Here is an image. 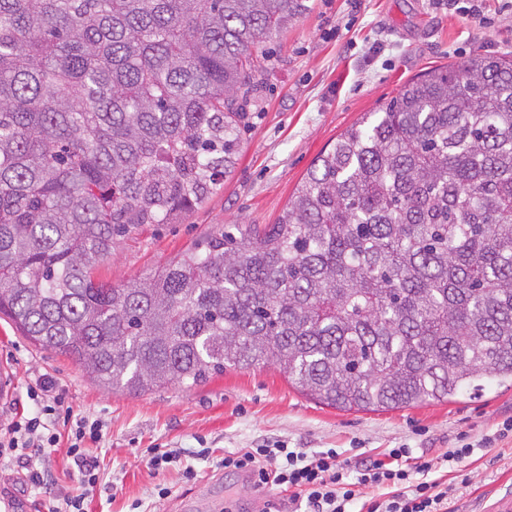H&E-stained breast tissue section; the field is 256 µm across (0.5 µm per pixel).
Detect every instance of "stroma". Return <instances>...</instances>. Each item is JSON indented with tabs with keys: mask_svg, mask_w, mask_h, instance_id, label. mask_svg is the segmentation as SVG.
<instances>
[{
	"mask_svg": "<svg viewBox=\"0 0 512 512\" xmlns=\"http://www.w3.org/2000/svg\"><path fill=\"white\" fill-rule=\"evenodd\" d=\"M308 8L281 34L267 39L269 58L243 121L242 144L231 175L175 224H143L117 238L97 280L119 286L166 265L193 242L227 224H273L286 210L308 169L367 113L398 95L411 79L481 53L512 57V10L483 0L488 19L478 27L448 0H307ZM0 367L11 374L0 398V424L35 411L28 391L50 377L59 401L53 425L82 416L101 420L90 445L98 484L90 512H181L190 496L201 512L219 483L226 501L279 497L277 488L240 483L225 471L224 454L262 444L306 451L336 449L343 457H380L399 446L433 463L429 479L448 488V512H491L512 497V438L483 447L512 417V390L488 386L479 397L387 411H341L301 395L278 370L259 365L225 370L191 389L169 386L140 394L107 391L78 364L37 349L0 316ZM464 443L474 453L455 467L442 454ZM154 448L179 459L160 472L146 466ZM37 471L41 485L28 475ZM168 487L158 497L156 485ZM82 487L65 449L51 457L27 449L24 462L0 465V502L47 512L49 504Z\"/></svg>",
	"mask_w": 512,
	"mask_h": 512,
	"instance_id": "stroma-1",
	"label": "stroma"
}]
</instances>
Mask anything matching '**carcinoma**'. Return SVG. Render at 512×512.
Returning <instances> with one entry per match:
<instances>
[{"instance_id": "carcinoma-1", "label": "carcinoma", "mask_w": 512, "mask_h": 512, "mask_svg": "<svg viewBox=\"0 0 512 512\" xmlns=\"http://www.w3.org/2000/svg\"><path fill=\"white\" fill-rule=\"evenodd\" d=\"M304 0H0V314L109 390L271 364L343 411L512 389V60L428 71L285 215L94 278L232 173L260 43Z\"/></svg>"}]
</instances>
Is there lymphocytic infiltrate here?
Here are the masks:
<instances>
[{"instance_id": "lymphocytic-infiltrate-1", "label": "lymphocytic infiltrate", "mask_w": 512, "mask_h": 512, "mask_svg": "<svg viewBox=\"0 0 512 512\" xmlns=\"http://www.w3.org/2000/svg\"><path fill=\"white\" fill-rule=\"evenodd\" d=\"M52 413V406L44 405L32 417L8 423L0 432V460L16 457L28 448L49 456L60 442H67V454L84 491L65 499L62 505L50 506L49 512H88L87 497L97 481L96 462L87 446L101 440L103 425L81 417L64 438L46 430L44 419ZM409 455V449L394 448L384 457H366L351 464L333 448L311 454L300 448H256L226 455L221 465L252 472L256 486L289 489L287 502L267 501L263 512H348L357 500L364 512H448L447 491L441 490L437 481L421 478L431 470V462L402 467V459ZM368 488L385 489L387 495L365 497Z\"/></svg>"}]
</instances>
